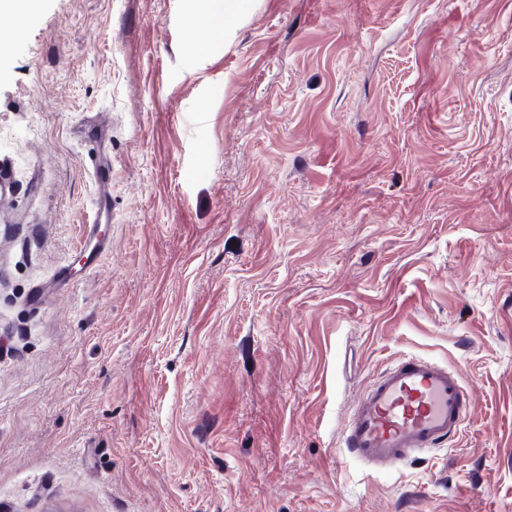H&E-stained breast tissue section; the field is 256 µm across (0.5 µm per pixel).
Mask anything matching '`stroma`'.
<instances>
[{
    "label": "stroma",
    "mask_w": 512,
    "mask_h": 512,
    "mask_svg": "<svg viewBox=\"0 0 512 512\" xmlns=\"http://www.w3.org/2000/svg\"><path fill=\"white\" fill-rule=\"evenodd\" d=\"M35 4L0 15V512H512V0ZM408 355L474 406L373 473L342 427ZM202 18L205 26L214 32L224 31V24L242 14L247 0H203ZM93 174L98 183V186L101 189L102 194L99 198L93 223L89 224L80 247L88 259V266L90 271L98 267L96 261L100 259V256H102L107 248V239L105 235L101 234L99 228L103 219L106 220L108 217V210L106 205L103 204V199L106 197L107 189L111 185V162H108V160L104 161L99 158L98 163L93 169Z\"/></svg>",
    "instance_id": "stroma-1"
}]
</instances>
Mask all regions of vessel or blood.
Wrapping results in <instances>:
<instances>
[{
	"mask_svg": "<svg viewBox=\"0 0 512 512\" xmlns=\"http://www.w3.org/2000/svg\"><path fill=\"white\" fill-rule=\"evenodd\" d=\"M107 216L105 204H98L81 244L92 269L107 248L100 232ZM470 407L458 369L408 356L357 397L344 424L342 446L357 461L386 471L457 437Z\"/></svg>",
	"mask_w": 512,
	"mask_h": 512,
	"instance_id": "b4317fda",
	"label": "vessel or blood"
}]
</instances>
